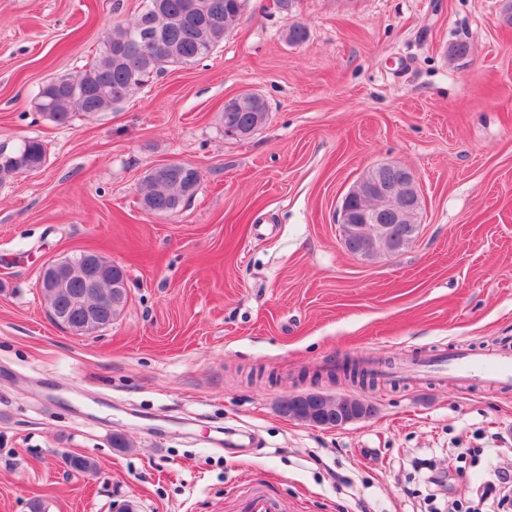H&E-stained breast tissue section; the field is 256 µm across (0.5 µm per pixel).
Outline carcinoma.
I'll use <instances>...</instances> for the list:
<instances>
[{"label": "carcinoma", "instance_id": "cac0c4a2", "mask_svg": "<svg viewBox=\"0 0 512 512\" xmlns=\"http://www.w3.org/2000/svg\"><path fill=\"white\" fill-rule=\"evenodd\" d=\"M155 2L143 0L137 16L113 26L93 63L44 82L33 98L35 110L58 126L69 125L78 112H108L168 68L189 65L210 55L224 41L246 5V0H161L163 7L157 10ZM283 36L288 44L297 45L309 39L310 31L305 24L294 21L286 26ZM251 116L248 109L227 106L222 113L224 129L239 128ZM17 157L40 169L46 163V148L36 138H27L14 147H0L1 164ZM188 181L182 170L158 183L146 176L139 193L155 214L171 215L193 198L195 191ZM341 369L351 381L361 384L373 385L380 377L379 371L367 365L357 370L345 362ZM279 411L306 423L317 416L295 402L279 404ZM65 463L78 473L97 468L95 459L80 454L67 455Z\"/></svg>", "mask_w": 512, "mask_h": 512}]
</instances>
